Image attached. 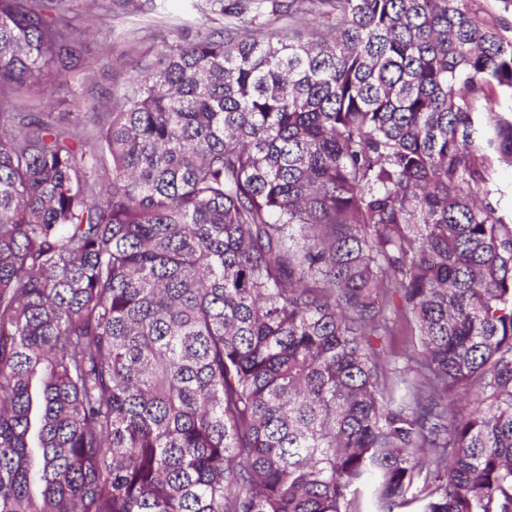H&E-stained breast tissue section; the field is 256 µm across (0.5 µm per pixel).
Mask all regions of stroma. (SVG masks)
<instances>
[{"label":"stroma","mask_w":512,"mask_h":512,"mask_svg":"<svg viewBox=\"0 0 512 512\" xmlns=\"http://www.w3.org/2000/svg\"><path fill=\"white\" fill-rule=\"evenodd\" d=\"M195 0H157L152 14L113 10L106 16L109 36L88 41L84 59L61 79L54 94L55 109L69 111V102L76 89L92 83L99 90L127 82L141 53L158 46L160 36L168 28L187 25L191 28H212L213 23L193 8Z\"/></svg>","instance_id":"1"}]
</instances>
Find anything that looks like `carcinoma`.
<instances>
[{
	"mask_svg": "<svg viewBox=\"0 0 512 512\" xmlns=\"http://www.w3.org/2000/svg\"><path fill=\"white\" fill-rule=\"evenodd\" d=\"M494 2L196 0L89 124L102 17L0 0V512H512Z\"/></svg>",
	"mask_w": 512,
	"mask_h": 512,
	"instance_id": "cac0c4a2",
	"label": "carcinoma"
}]
</instances>
